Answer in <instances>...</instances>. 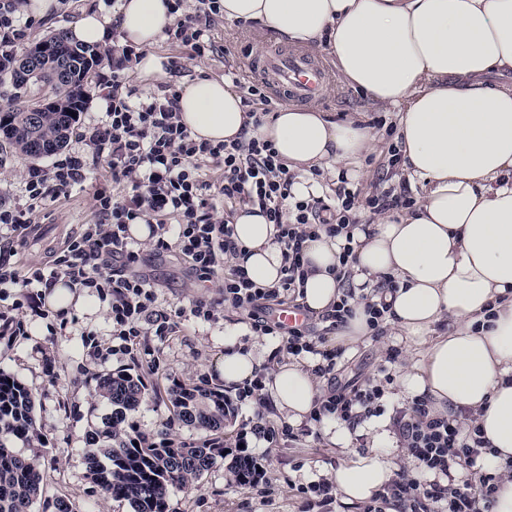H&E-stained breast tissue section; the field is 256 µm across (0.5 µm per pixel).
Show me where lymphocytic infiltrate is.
Here are the masks:
<instances>
[{
  "label": "lymphocytic infiltrate",
  "instance_id": "obj_1",
  "mask_svg": "<svg viewBox=\"0 0 512 512\" xmlns=\"http://www.w3.org/2000/svg\"><path fill=\"white\" fill-rule=\"evenodd\" d=\"M22 2L0 0V62L10 61L24 37ZM170 10L175 20L164 30L169 42L190 46L199 58L214 52L208 31L213 16L221 11L220 0H195L191 6L185 0H173ZM111 53L106 118L91 130L88 146L92 157L105 160L113 183L125 185L127 192L118 195L98 189L94 194L98 222L82 225L51 264L23 268L16 259L15 244L33 213L81 184L87 159L68 154L50 167L29 169L26 202L0 204V335L25 334V313L47 317L42 300L63 281L109 297L114 352L156 368L158 344L175 331L177 323L159 305L150 277L137 269L141 244L131 236L130 226L142 221L150 230L153 251H174L187 258L198 281L223 275L217 298L193 301V317L212 321L226 306L247 312L252 335L281 337L283 352L297 358L317 356L315 374L331 375L342 359L341 351L322 348L309 326L287 328L268 320L263 312L274 303L297 302L307 276L303 247L308 238L350 234L357 213L408 209L412 198L391 188L364 196L341 184L334 204L318 198L297 199L291 192L293 177L272 141L255 134L269 114L271 99L264 85L247 88L253 107L239 136L218 143L199 141L179 120L178 90L170 87L159 95H138L128 75L132 45L113 44ZM206 163L220 170L218 183L205 179L202 166ZM239 206L259 208L275 226L283 260L277 284L255 283L240 262L242 249L234 239L232 221ZM15 289L20 290V298H12ZM359 303L365 306L374 335H381L387 305L362 303L348 285L326 314V322L337 328ZM268 378L263 368L225 391V418L237 417L246 404L263 406ZM390 381L386 375L348 392L328 390L316 399L307 421L297 427L286 422L270 424L255 416L242 423L236 441L274 448L280 441L297 442L312 435L314 426L327 420L358 426L384 414ZM393 421L419 475L395 473L363 512H388L393 506L398 512H489L501 475L483 464L490 443L478 426H460L456 419L436 411L424 395L396 412Z\"/></svg>",
  "mask_w": 512,
  "mask_h": 512
}]
</instances>
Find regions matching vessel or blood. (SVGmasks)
I'll list each match as a JSON object with an SVG mask.
<instances>
[{
  "instance_id": "1",
  "label": "vessel or blood",
  "mask_w": 512,
  "mask_h": 512,
  "mask_svg": "<svg viewBox=\"0 0 512 512\" xmlns=\"http://www.w3.org/2000/svg\"><path fill=\"white\" fill-rule=\"evenodd\" d=\"M246 64L274 95L293 102L317 103L330 80L327 64L295 48H274L261 55H251Z\"/></svg>"
}]
</instances>
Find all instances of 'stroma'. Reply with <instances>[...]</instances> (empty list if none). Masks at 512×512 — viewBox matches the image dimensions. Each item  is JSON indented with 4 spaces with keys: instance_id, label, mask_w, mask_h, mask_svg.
I'll return each instance as SVG.
<instances>
[{
    "instance_id": "35a3bbf8",
    "label": "stroma",
    "mask_w": 512,
    "mask_h": 512,
    "mask_svg": "<svg viewBox=\"0 0 512 512\" xmlns=\"http://www.w3.org/2000/svg\"><path fill=\"white\" fill-rule=\"evenodd\" d=\"M211 33L216 50L209 57H194L185 47H175L159 41L153 52L164 66H175V73L143 78L138 69H130V83L143 94H157L165 84L182 85L200 74L223 76L226 65L241 63L244 56L261 54L276 47H287L286 38L275 35L256 22L215 16ZM112 80V61L103 59L94 72L92 92L83 112L76 121L65 147L66 152L85 151L84 136L94 124L103 120L106 102L101 94ZM319 112L333 121L355 119L367 124L382 118L397 122V108L372 103L361 91L334 78L325 92ZM390 141L384 131H377L373 152L361 162V177L355 185L369 193L386 184L401 188L405 175L388 164ZM52 164L51 158L34 160L21 153L0 150V202L19 204L26 200L27 171L37 165ZM102 187L123 193V186L112 183V174L106 163L89 165L86 180L54 202L39 209L24 242L18 247L20 258L29 264L49 261L82 225L97 221L93 195ZM140 271L155 281L158 300L164 308L183 309L176 332L160 346V364L157 371L135 363L129 356L116 354L98 360L84 337L85 331L96 330L106 335L112 331L107 305L97 293L89 298L94 308L70 309L67 322L56 315L33 318L22 336H0V373L14 376L35 396V426L27 440L14 442V450L21 456L36 459L43 475L44 498L65 497L74 512H133L124 500L112 498L89 475V458L95 450L88 433L105 429L111 423L112 408L95 396L98 377L125 371L141 376L150 389L149 396L135 409L127 412L126 426L154 435L170 432L172 438L184 442H202L209 437L206 430L172 423L169 390L173 383L223 389V381L213 378L212 368L224 352L218 338L225 327L246 326V315L226 312L224 317L211 322L193 318L189 309L193 299L217 297L221 279L198 282L188 263L173 254L158 255L143 248ZM398 347L395 363H387V352ZM52 350L56 356L53 372H46L42 353ZM409 358L406 342L383 336L358 345L356 351L345 357L336 375L338 385L352 387L379 377L381 366H388L393 379H400ZM343 455L342 444L319 435L299 444H284L269 450L263 461L271 490L268 500L235 487L229 470V459H216L213 466L199 479V488L186 494L178 487L168 492V512H299L300 499L296 486L328 479Z\"/></svg>"
}]
</instances>
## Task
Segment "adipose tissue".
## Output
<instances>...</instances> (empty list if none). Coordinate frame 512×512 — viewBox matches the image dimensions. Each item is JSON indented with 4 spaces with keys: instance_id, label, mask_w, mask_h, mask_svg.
<instances>
[{
    "instance_id": "ef3b65f1",
    "label": "adipose tissue",
    "mask_w": 512,
    "mask_h": 512,
    "mask_svg": "<svg viewBox=\"0 0 512 512\" xmlns=\"http://www.w3.org/2000/svg\"><path fill=\"white\" fill-rule=\"evenodd\" d=\"M228 19L257 21L307 48H327L345 81L382 105L399 107L404 168L424 199L411 213L388 215L370 230L354 229L355 286L386 301L385 323L421 345L400 380V396L428 395L438 411L474 418L493 448L486 465L512 460V86H488L493 71L512 72V0H221ZM174 21L167 0H120L116 15L88 8L69 23L84 44L105 43L111 24L124 41L145 48L138 69L162 70L150 49ZM179 117L196 139L238 136L246 120L240 95L223 79L199 76L180 89ZM288 168L292 192L320 195L328 176L360 178L361 157L375 147L370 129L333 122L312 109L285 107L261 126ZM235 237L248 252L244 265L260 284L278 282L281 246L275 228L243 207ZM344 237L306 241L309 274L303 302L316 314L336 304L334 269ZM395 292L377 293L385 277ZM493 319H486V309ZM451 320L439 335L435 326ZM225 328L215 375L225 384L251 378L261 365L254 347ZM315 360L288 363L266 390L276 411L299 422L318 391ZM389 421L377 419L373 448L350 449V431L328 427L349 452L332 472L344 503L369 499L392 475Z\"/></svg>"
}]
</instances>
